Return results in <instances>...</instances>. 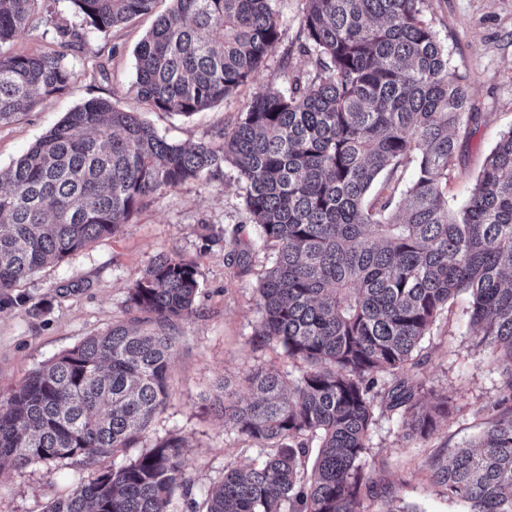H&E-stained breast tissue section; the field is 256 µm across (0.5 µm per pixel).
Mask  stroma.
I'll return each mask as SVG.
<instances>
[{
    "instance_id": "obj_1",
    "label": "stroma",
    "mask_w": 512,
    "mask_h": 512,
    "mask_svg": "<svg viewBox=\"0 0 512 512\" xmlns=\"http://www.w3.org/2000/svg\"><path fill=\"white\" fill-rule=\"evenodd\" d=\"M168 7L159 0L154 14L113 28L109 35L86 32L76 46L61 45L55 28H80L82 18L71 0H52L50 11L36 10L22 37L9 50L35 54L60 50L73 70L67 88L38 100L0 125V168L10 166L46 132L84 102L103 98L128 112L140 113L168 141L190 145L211 140L233 125L254 94L267 86L286 87L280 54L271 55L253 83L215 107L183 117L147 110L135 94L133 50ZM426 20L448 51L449 65L465 77L471 100L484 120L461 139V166L448 178V202L460 207L501 134L512 129V0H428ZM232 170L212 181L189 182L157 197L133 223L92 243L66 261L48 264L21 281L16 291L26 306L0 312V395L8 396L26 376L55 355L87 337L127 322L128 289L162 252L195 263L199 291L196 315L176 323V346L169 366L170 398L143 434L144 445L169 435L186 442L182 457L201 499L224 479L225 469L248 468L260 455L211 409L217 384L238 382L250 368H286L279 350L262 345L256 334V286L267 265L255 251L241 265L227 238L248 216ZM467 295H459L436 321L418 357L426 392L452 399L451 416L422 440L411 437L398 412L385 398L375 400L366 471L392 485L396 503L417 512H463L428 479L432 457L447 454L478 437L490 405L501 392L502 378L478 347L470 325ZM111 457L93 468L64 460L48 466L0 469V512H46L77 483L111 468Z\"/></svg>"
}]
</instances>
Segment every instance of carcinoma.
Here are the masks:
<instances>
[{"mask_svg": "<svg viewBox=\"0 0 512 512\" xmlns=\"http://www.w3.org/2000/svg\"><path fill=\"white\" fill-rule=\"evenodd\" d=\"M41 0H0V48L25 31ZM106 35L157 0H71ZM427 0H305L299 53L310 68L291 88L266 87L221 129L190 146L160 136L109 100L86 101L0 169V312L25 304L14 288L115 234L155 196L233 169L242 204L270 251L258 280L256 335L293 370L258 366L237 399L213 406L225 430L264 455L231 468L193 512H402L366 476L375 396L422 438L448 420V397L420 407L414 351L455 296L469 297L479 345L504 387L472 448L430 464V480L465 512H512V129L487 156L467 201L448 206L458 141L481 120L468 85L425 19ZM280 43L271 0H171L134 50L138 99L189 117L253 81ZM72 78L65 55L0 53V125ZM414 180L365 203L384 170L409 161ZM257 240V241H259ZM257 241L231 232L240 260ZM196 266L160 255L130 286L127 324L86 338L0 399V468L76 459L93 467L137 448L169 397L173 337L196 312ZM395 384L381 392L380 375ZM319 441L311 473L309 444ZM170 435L79 483L47 512H171L192 495ZM378 504L372 511L365 502Z\"/></svg>", "mask_w": 512, "mask_h": 512, "instance_id": "obj_1", "label": "carcinoma"}]
</instances>
